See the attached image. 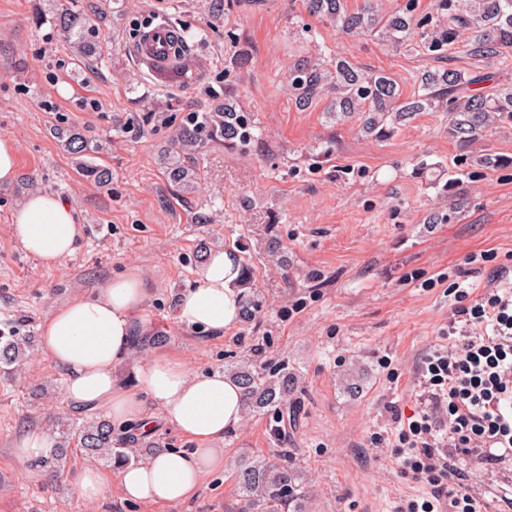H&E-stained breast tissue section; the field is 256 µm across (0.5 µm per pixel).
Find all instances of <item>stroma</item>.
<instances>
[{"label":"stroma","mask_w":512,"mask_h":512,"mask_svg":"<svg viewBox=\"0 0 512 512\" xmlns=\"http://www.w3.org/2000/svg\"><path fill=\"white\" fill-rule=\"evenodd\" d=\"M44 4L0 0V138L18 157L15 179L0 185V334L30 339L23 369L0 373V512H233L240 463L284 450L314 492L311 512H400L425 497L426 486L400 465L391 414L422 409L418 369L447 344L457 305L449 270L466 269L472 253L512 264V123L461 143L448 133L447 113L423 112L371 138L357 119L298 111L288 72L297 55L340 54L388 73L408 95L423 71L473 72L482 63L345 36L304 0H73L99 29L102 59L87 65ZM161 19L192 36V77L176 86L132 52ZM244 46L252 63L232 67ZM228 86L252 138L205 142L183 161L197 177L185 190L166 173L171 139L191 112L222 103ZM60 127L103 145L97 161L112 170L109 186L77 173ZM29 177L38 191L68 199L84 227L75 253L55 267L10 230ZM203 245L236 252L244 273L250 315L219 337L186 330L176 315ZM133 269L153 288L141 333L164 340L136 345L115 371L118 383L159 348L193 371L284 362L296 375L282 435L266 417L243 418L224 438L223 469L177 505L127 502L114 486L89 504L75 490L90 461L83 449L69 448L61 474L11 452L25 430L51 429L61 414L87 416L65 400L64 374L40 351L44 318ZM352 382L358 392L348 391Z\"/></svg>","instance_id":"1"}]
</instances>
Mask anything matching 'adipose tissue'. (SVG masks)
I'll use <instances>...</instances> for the list:
<instances>
[{
	"instance_id": "obj_1",
	"label": "adipose tissue",
	"mask_w": 512,
	"mask_h": 512,
	"mask_svg": "<svg viewBox=\"0 0 512 512\" xmlns=\"http://www.w3.org/2000/svg\"><path fill=\"white\" fill-rule=\"evenodd\" d=\"M12 231L24 249L48 266L75 252L82 225L72 203L45 192L30 194L14 214ZM240 264L224 250L208 254L194 284L176 302L177 317L192 331L222 335L238 322L242 297L236 286ZM152 293L138 272L104 281L95 294L72 297L41 325V349L65 375L64 394L76 406L105 413L114 431L154 432L169 424L191 450L161 448L144 460L109 474L95 464L78 473L76 491L89 502L117 486L126 501L175 505L189 498L204 478L223 468L222 443L242 418L239 385L221 372L192 371L177 354L161 352L135 373L134 386L119 385L114 368L133 348L136 325Z\"/></svg>"
}]
</instances>
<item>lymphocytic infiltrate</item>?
<instances>
[{
  "instance_id": "f902f5d3",
  "label": "lymphocytic infiltrate",
  "mask_w": 512,
  "mask_h": 512,
  "mask_svg": "<svg viewBox=\"0 0 512 512\" xmlns=\"http://www.w3.org/2000/svg\"><path fill=\"white\" fill-rule=\"evenodd\" d=\"M459 299L447 346L418 370L422 414L393 418L404 469L430 490L408 512H487L459 459L486 468L512 461V266L493 268L479 297Z\"/></svg>"
}]
</instances>
